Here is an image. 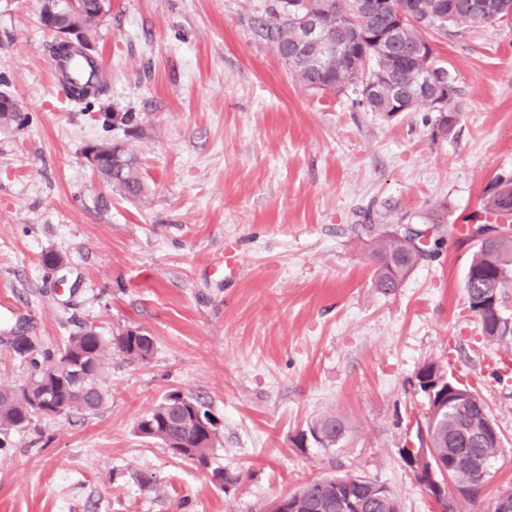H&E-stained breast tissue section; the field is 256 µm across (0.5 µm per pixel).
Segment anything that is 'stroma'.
<instances>
[{
  "label": "stroma",
  "mask_w": 512,
  "mask_h": 512,
  "mask_svg": "<svg viewBox=\"0 0 512 512\" xmlns=\"http://www.w3.org/2000/svg\"><path fill=\"white\" fill-rule=\"evenodd\" d=\"M265 4L107 0L91 38L107 91L85 110L59 91L41 0H0V91L24 116L0 123V384L27 381L84 327L154 342L144 361L113 354L97 413L0 435V512H265L346 474L387 485L402 512H438L399 455L418 445L427 362L476 389L502 435L459 512L512 489V335L484 340L469 309L474 242L449 235L384 294L357 233L433 210L462 223L512 177V26L431 34L458 78L443 137L428 107L370 112L354 91L304 88L258 32ZM104 111L133 127L105 128ZM103 140L132 147L146 193L121 197L93 170L85 150ZM174 389L217 419L211 463L237 485L136 433ZM327 414L350 426L345 447L297 448Z\"/></svg>",
  "instance_id": "obj_1"
}]
</instances>
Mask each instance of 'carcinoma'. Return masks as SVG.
Masks as SVG:
<instances>
[{"label": "carcinoma", "instance_id": "carcinoma-1", "mask_svg": "<svg viewBox=\"0 0 512 512\" xmlns=\"http://www.w3.org/2000/svg\"><path fill=\"white\" fill-rule=\"evenodd\" d=\"M481 0H392L386 16H372L361 7L359 0H277L266 6V18L260 23V34L270 41L290 75L303 87L315 91H343L351 88L360 92L367 83L377 86V92L360 102L370 112L397 109L394 92L409 97L407 111L425 105L433 108L432 97H446L439 113L438 129L448 135L457 124L460 109L455 104L456 77L448 73L449 93L444 89L419 85L426 72L440 64L434 47L421 56L412 55L420 43H431L426 34H448V27L472 28L512 23V0H490L491 8L477 7ZM80 14L72 19L65 13L54 16L52 25L63 28L76 24L82 36L90 39L92 31L102 22L99 0H80ZM308 13L322 17L328 39L333 44L329 55L318 59L300 41V18ZM63 90L74 104L79 105L102 93V84L84 86L66 79ZM123 175L113 176L108 169L100 175L116 193L136 198L144 191L137 157L124 148ZM512 209V178H499L485 191L482 212L468 217V230L483 233L480 214L496 215ZM422 226L433 230L430 242L420 250L414 245L402 224L377 228L361 225L370 241L368 259L374 268V285L385 293L401 287L403 281L424 260L439 253L448 230L441 217L428 215ZM512 284V232H499L488 242L475 246L464 288L469 309L478 317L482 334L490 341L512 332L509 321L501 316L503 288ZM153 351L152 338L127 330L105 338L85 330L68 338L62 352L81 367L85 382L80 387H63L56 383L54 362L15 387H0V434L23 428L31 422L35 411L31 396L45 390L61 399L69 412L93 413L99 410L107 396L105 366L112 353L129 360H145ZM415 385L427 400L424 424L417 438L423 457H414L401 450L405 462L413 468L417 482L427 469L444 466L452 479L446 481L435 499L441 512H456L460 499L473 500L478 495L489 472L474 473L470 465L476 459L491 462L502 450L503 441L493 423L483 397L473 388L449 377L433 363L420 367ZM139 436L160 442L169 453L196 467L209 468V459L218 429L215 421L197 399L178 394L166 395L136 425ZM348 433L343 419L327 415L316 419L301 430L296 446L338 448ZM349 488L373 503L369 512H401L397 497L378 481L347 474L337 478H321L306 482L290 494V512H337L336 485Z\"/></svg>", "mask_w": 512, "mask_h": 512}]
</instances>
